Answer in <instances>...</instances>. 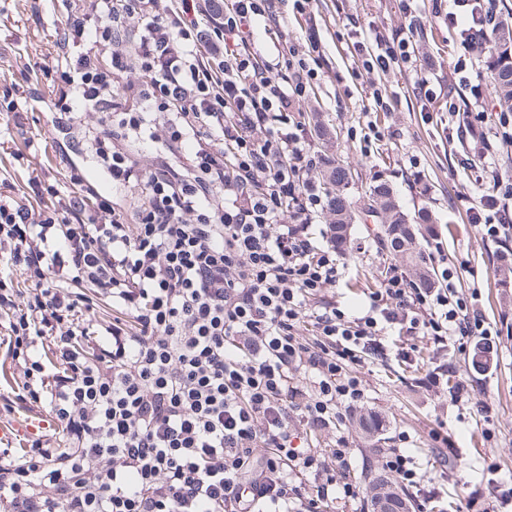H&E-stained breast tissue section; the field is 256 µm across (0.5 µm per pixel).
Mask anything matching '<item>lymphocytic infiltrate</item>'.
<instances>
[{
	"label": "lymphocytic infiltrate",
	"instance_id": "1",
	"mask_svg": "<svg viewBox=\"0 0 512 512\" xmlns=\"http://www.w3.org/2000/svg\"><path fill=\"white\" fill-rule=\"evenodd\" d=\"M282 0H66L36 87L0 101L10 138L34 143L32 103L99 111L95 188L67 150L53 184L23 199L0 177V512H268L288 501L328 512L358 500L340 424L384 355L382 335L485 348V316L448 286L387 268L363 314L322 303L348 268L332 230L301 99L318 89L311 50L277 62L238 42L244 25L285 37ZM485 0H452L462 52L449 89L473 99L459 122L486 158L488 114L468 75L490 23ZM409 29L358 41L351 73H417ZM140 79L125 81L129 70ZM149 143L142 167L129 139ZM117 190L134 193L125 210ZM484 239L512 241V182L467 210ZM112 317L99 319L101 305ZM49 415L52 433L15 418ZM330 433L323 448L301 435Z\"/></svg>",
	"mask_w": 512,
	"mask_h": 512
}]
</instances>
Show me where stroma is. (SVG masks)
Returning a JSON list of instances; mask_svg holds the SVG:
<instances>
[{
	"instance_id": "obj_1",
	"label": "stroma",
	"mask_w": 512,
	"mask_h": 512,
	"mask_svg": "<svg viewBox=\"0 0 512 512\" xmlns=\"http://www.w3.org/2000/svg\"><path fill=\"white\" fill-rule=\"evenodd\" d=\"M448 5V0H413L407 13L400 0H313L310 6L309 24L321 41L322 83L300 107L314 131L311 146L326 143L330 157L351 166L354 180L347 194L356 208L345 251L349 270L326 291V298L360 315L365 295L384 267L408 269V262L384 240L380 219L366 216L362 209L370 187L384 183L414 224L420 245L439 242L444 262L473 268V275L463 276L457 291L476 296L492 332L489 352L463 357L454 348L425 338L416 340L410 361L391 352L358 367L366 389L359 412L378 417L380 428L364 434L352 417L343 425L354 449L353 474L360 487L357 512H371L373 485L392 484L382 451L398 447L403 437L418 467L433 474L424 489L434 495L438 512L469 505L475 512H485L512 490L507 484L512 476V288L500 286L501 279H512V267L500 261V247L484 240L465 219L468 199L494 193L498 179L512 178V153L494 149V163L489 166L472 156L467 140L457 137L458 114L468 106V89L437 100L433 118L427 121L420 115L413 76L395 71L383 79L384 86L398 94L393 110L369 113L364 102L374 75L347 72V46L355 32L371 26L388 32L412 23L419 53L432 63L426 78L431 87L447 86L452 60L461 51L457 36L448 29ZM37 8L43 14L39 26L31 20ZM65 17L63 0H0V97L26 89L30 61L49 48L55 25ZM51 120L46 106L30 111L28 123L40 133V142L25 151L23 159L8 157L1 162L17 186H24L31 169L38 170L45 183H52L55 171L44 156L45 143L58 136ZM370 123L386 137L365 153L357 135ZM444 262L434 263V272H441ZM448 365L455 368L449 383L465 380L467 393L446 397L422 385L427 373ZM441 423L447 425L454 447L445 469L435 471L430 466L431 432Z\"/></svg>"
}]
</instances>
